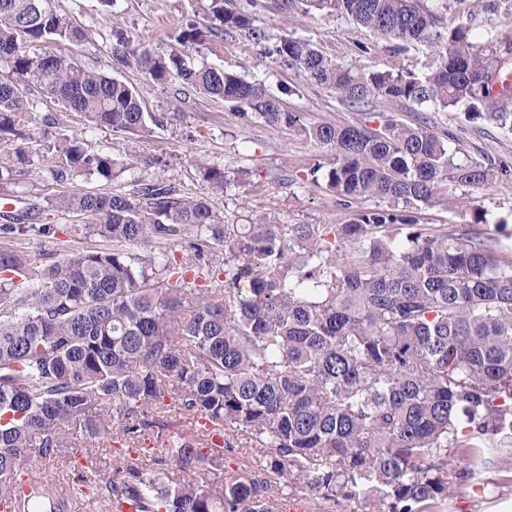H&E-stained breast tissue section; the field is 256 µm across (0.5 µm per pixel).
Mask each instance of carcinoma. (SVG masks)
I'll return each mask as SVG.
<instances>
[{
  "label": "carcinoma",
  "instance_id": "1",
  "mask_svg": "<svg viewBox=\"0 0 512 512\" xmlns=\"http://www.w3.org/2000/svg\"><path fill=\"white\" fill-rule=\"evenodd\" d=\"M340 13L384 37L420 44L427 71L336 66L310 42L283 37L269 54L336 92L350 107L379 100L414 112L465 106L469 121L512 131V90L495 74L512 43L478 41L470 26L427 9L423 0H300ZM259 0H198L194 20L168 59L134 47L121 28L113 53L131 58L147 83L170 77L235 105L245 121L295 128L333 153L310 170L339 204H379L344 224H284L263 213L225 220L219 199L247 172L213 165L210 193L189 196L163 178L135 176L132 190L60 193L47 208L80 216L73 233L94 248L39 264L27 236L50 232L28 211L3 212L0 234V512H70L101 495L111 512H275L271 489L326 503L363 498L376 512H432L493 463L512 473V259L472 232L419 223L426 207L448 203L452 181L476 187L495 177L479 160L459 161L425 123L386 116L378 128L303 125L264 86L187 54L239 33L262 44ZM84 29L54 0H0V142L33 139L27 91L78 113L94 128L147 138L164 118L143 111L141 91L41 47L82 41ZM62 164L26 148L18 163L56 183L72 177L118 182L153 164L120 162L65 138L48 145ZM16 170L0 166V191L24 196ZM181 244L180 260L165 244ZM224 247V263L210 249ZM222 280L198 288L185 272ZM170 397L196 417L199 433H179L144 469L107 480L74 481L60 492L37 478L8 480L33 446L44 456L69 448L77 427L106 433L91 407L112 411L127 441ZM259 450L260 471L229 477L220 497L172 473L193 475L223 459L228 437ZM459 459L463 464L455 466Z\"/></svg>",
  "mask_w": 512,
  "mask_h": 512
}]
</instances>
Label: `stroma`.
I'll use <instances>...</instances> for the list:
<instances>
[{"label":"stroma","instance_id":"obj_1","mask_svg":"<svg viewBox=\"0 0 512 512\" xmlns=\"http://www.w3.org/2000/svg\"><path fill=\"white\" fill-rule=\"evenodd\" d=\"M425 2L442 16L467 19L477 35L512 39V0H482L479 8L473 7L470 0ZM55 4L59 12L71 16L88 33L86 40L65 44V51L85 67L142 90L144 111L164 116L165 124L151 140L140 141L91 128L80 114L39 96L30 116V127L37 136L48 125L54 137L75 138L85 147L104 150L121 159L135 154L158 157L149 176L169 179L186 194L203 193L201 173L207 167L227 164L247 170V184L228 192L221 200L231 222L255 212H272L287 224H341L354 212L374 207L371 199L342 206L322 185L314 183L309 171L328 159L329 153L294 130L260 121H240L230 104L196 93L182 94L175 79L147 84L134 63L113 55L112 22L116 19L134 45L159 55L168 54L171 32L192 17L190 0H115L109 7L101 0H55ZM253 17L256 26L264 28L272 39L290 36L308 40L345 67L400 66L418 72L427 59L428 50L423 45L405 47L400 40L382 37L343 15L307 12L297 5L289 8L285 0H261ZM190 58L194 64L222 66L248 81L263 84L278 97L283 109L296 113L305 125L364 122L375 127L386 114L397 115L407 123L415 120L414 113L395 102L380 101L371 110L357 111L343 104L334 91L276 63L269 57L266 45L242 37H228L218 45L199 48L191 52ZM425 118L430 130L452 135L451 148L457 158L469 156L495 166L504 160L512 162V132L487 122L466 121L460 109L437 112L429 108ZM476 208L486 214L485 223L477 226L472 223ZM39 221L52 225L54 232L31 239L30 253L60 255L88 247V240L75 237L71 230L76 216L45 209ZM421 221L452 231L478 228L488 246L512 257V182L495 179L480 187L449 184L447 206L423 210ZM70 440L73 452L68 456L45 457L38 450L29 451L17 468L15 479L22 481L35 475L61 489L80 476L81 463H89L97 477L104 479L121 464L109 439H85L74 433ZM258 458L256 449L234 448L225 453L221 466L206 467L196 479L212 494H221L226 477L246 475L248 467L257 465ZM440 512H512V482L496 466H487L462 494L441 505Z\"/></svg>","mask_w":512,"mask_h":512}]
</instances>
